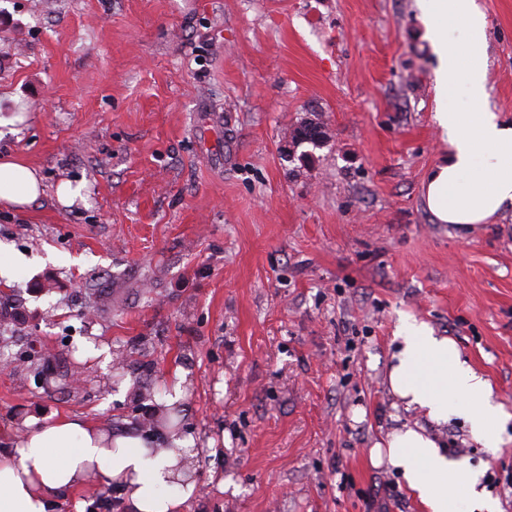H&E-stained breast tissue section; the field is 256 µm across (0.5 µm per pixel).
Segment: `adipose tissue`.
<instances>
[{"instance_id":"adipose-tissue-1","label":"adipose tissue","mask_w":512,"mask_h":512,"mask_svg":"<svg viewBox=\"0 0 512 512\" xmlns=\"http://www.w3.org/2000/svg\"><path fill=\"white\" fill-rule=\"evenodd\" d=\"M421 2L426 37L438 53L436 118L448 134L447 156L425 178V204L438 223L464 232L512 205V126L482 109L487 22L475 0ZM46 191L36 167L0 157V204L21 211ZM394 340L387 381L406 409L424 411L438 426L462 420L476 441L497 451L512 416L457 345L408 314L399 318ZM13 442L12 451L0 453V512H52L57 497L95 473L121 487L127 512H180L196 491L179 466V439L158 453L156 436L64 417ZM372 459L397 469L427 512H498L468 462L449 458L427 429L393 430L374 445Z\"/></svg>"}]
</instances>
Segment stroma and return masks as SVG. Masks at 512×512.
<instances>
[{
  "instance_id": "obj_1",
  "label": "stroma",
  "mask_w": 512,
  "mask_h": 512,
  "mask_svg": "<svg viewBox=\"0 0 512 512\" xmlns=\"http://www.w3.org/2000/svg\"><path fill=\"white\" fill-rule=\"evenodd\" d=\"M487 20L486 106L512 124V0ZM416 0H0V154L47 185L0 209L24 255L0 318V431L140 429L181 388V512H425L370 451L422 412L385 370L400 313L456 342L512 412V206L465 235L422 185L448 151ZM328 139L289 157L305 119ZM56 352L23 371L31 345ZM512 512L494 453L437 428ZM91 476L55 512H125Z\"/></svg>"
}]
</instances>
